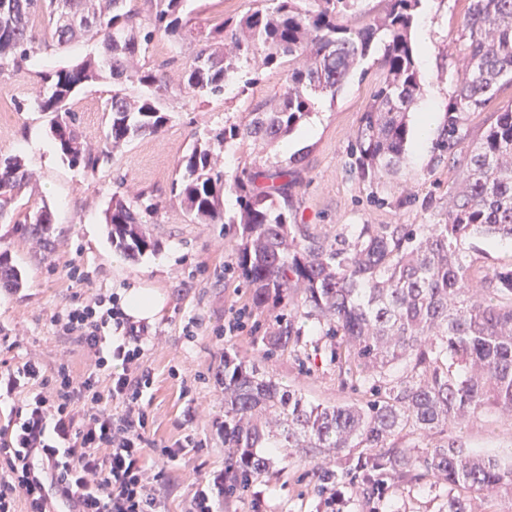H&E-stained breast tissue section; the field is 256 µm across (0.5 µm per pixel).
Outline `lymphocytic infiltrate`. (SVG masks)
<instances>
[{"label":"lymphocytic infiltrate","instance_id":"1","mask_svg":"<svg viewBox=\"0 0 512 512\" xmlns=\"http://www.w3.org/2000/svg\"><path fill=\"white\" fill-rule=\"evenodd\" d=\"M51 323L85 353L48 366L32 355L0 372V512H157L154 485L180 455L162 449L146 463L151 374L143 365L156 339L127 317L116 294H90Z\"/></svg>","mask_w":512,"mask_h":512}]
</instances>
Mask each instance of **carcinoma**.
<instances>
[{"label":"carcinoma","instance_id":"cac0c4a2","mask_svg":"<svg viewBox=\"0 0 512 512\" xmlns=\"http://www.w3.org/2000/svg\"><path fill=\"white\" fill-rule=\"evenodd\" d=\"M127 0H0V67L20 70L53 41L98 40L103 52L47 71L40 111L52 114L50 132L62 160L93 176L112 152L171 120L158 74L139 57L159 35L188 37L185 0H148L142 22ZM362 0H258V6L196 37L183 90L195 97L224 96L240 64L250 84L260 71L288 65L286 86L259 102L240 121L224 120L178 164L171 192L196 224H238V267L257 306L288 304L300 288L304 317L326 322L342 365L359 376L355 402L314 404L260 374L236 365L224 383V483L232 492L265 471L255 448H296L305 454L359 453L355 470L319 469L324 484L356 473L403 484L425 472L450 487L448 512H468L470 497L494 492L512 498V463L473 455L448 436V425L495 406L512 413V264L485 267L470 258L477 237L512 239V109L499 113L483 139L467 144L461 115L484 109L498 84L512 83V0H469L459 51L467 63L440 152H460L465 164L448 189V207L436 224H350L328 237L288 221L298 172L251 165L234 171L218 161L236 141L286 137L312 113L315 97H336L360 62L383 44V78L354 132L352 153L361 178L397 170L409 135L408 114L420 91L410 32L422 0H386L380 17L364 18ZM47 18L40 38L31 21ZM129 81L142 92L112 94L103 145L87 146L71 100L103 77ZM18 155H0V219L30 186ZM236 196L237 213L225 218L224 197ZM153 196L133 200L117 190L105 212L119 251L135 258L154 249L142 228L157 212ZM53 213L47 204L25 216L31 235L52 246ZM22 271L0 252V286L18 288ZM290 319L270 343L273 351L297 344ZM401 364L403 374L390 369ZM420 441L403 443L409 434Z\"/></svg>","mask_w":512,"mask_h":512}]
</instances>
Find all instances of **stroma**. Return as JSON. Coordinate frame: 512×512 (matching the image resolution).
<instances>
[{
	"label": "stroma",
	"mask_w": 512,
	"mask_h": 512,
	"mask_svg": "<svg viewBox=\"0 0 512 512\" xmlns=\"http://www.w3.org/2000/svg\"><path fill=\"white\" fill-rule=\"evenodd\" d=\"M252 0H186L184 16L192 30H208L239 17ZM467 0H424L414 26V47L429 43L432 62L419 67V104L435 103L440 125L448 123V105L457 79L465 71L458 51ZM196 43L154 41L143 62L157 70L168 90L171 121L157 135L137 138L115 150L95 175H84L62 161L50 135V114L37 102L45 93L41 71L72 66L100 54L93 41L51 46L24 69H0V154L23 158L32 176L19 211L48 205L53 212L51 250L40 249L17 224L0 222V252H8L22 269L23 288H0V337L20 335L23 351L54 363L68 354L82 369L79 348L67 343L51 324L54 312L85 292L117 293L143 282L166 297L154 324L161 342L147 351L145 365L153 384L146 392L149 418L145 436L157 446L181 449L182 461L196 477L206 478L225 466L224 361L256 365L260 373L301 391L311 402L336 405L356 400L347 375L341 374L331 352L323 322L303 316L301 294L291 291L287 305L252 304V290L237 266L241 229L236 224L192 223L170 192L178 162L208 130L225 118H242L254 105L278 94L286 81L282 69H267L257 84L242 91L230 86L219 99L182 97L183 72ZM378 54L358 66L336 97L319 96L307 121L286 139L246 140L221 154L226 169L260 163L299 169L292 191L291 214L311 231L332 236L348 224H434L444 213L448 185L458 171L438 163L437 143L417 149L407 142L397 172L375 182L364 181L351 154L352 136L382 71ZM112 81L83 86L71 104L89 145L101 142L112 96ZM512 107V84L501 86L482 111L464 116L467 140L479 142L498 113ZM128 196L152 194L158 212L145 226L155 251L131 260L107 236L104 211L117 187ZM85 272L71 279L70 269ZM248 307L247 328L240 335L219 334L225 317ZM291 312L301 329L298 351L269 352L268 341L278 330L281 313ZM448 433L464 448L498 456L512 454V416L488 406ZM269 466L246 490L225 495L223 512H323L330 494L341 496V512H446L449 489L431 476L403 487L384 483L365 491L362 482L321 484L316 465L345 466L344 458L314 459L298 452L285 455L262 448Z\"/></svg>",
	"instance_id": "1"
}]
</instances>
